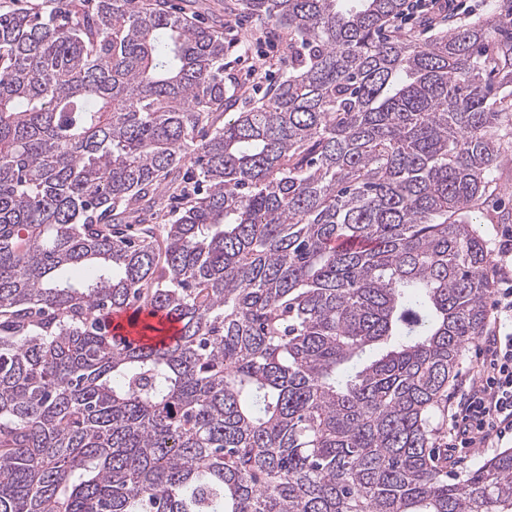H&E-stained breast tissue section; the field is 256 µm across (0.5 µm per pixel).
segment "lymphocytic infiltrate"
Here are the masks:
<instances>
[{"instance_id": "lymphocytic-infiltrate-1", "label": "lymphocytic infiltrate", "mask_w": 512, "mask_h": 512, "mask_svg": "<svg viewBox=\"0 0 512 512\" xmlns=\"http://www.w3.org/2000/svg\"><path fill=\"white\" fill-rule=\"evenodd\" d=\"M497 274L495 331L481 336L469 384L450 409L448 446L457 451L498 448L512 439V274L503 266Z\"/></svg>"}]
</instances>
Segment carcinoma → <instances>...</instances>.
<instances>
[{"instance_id":"carcinoma-1","label":"carcinoma","mask_w":512,"mask_h":512,"mask_svg":"<svg viewBox=\"0 0 512 512\" xmlns=\"http://www.w3.org/2000/svg\"><path fill=\"white\" fill-rule=\"evenodd\" d=\"M487 2L421 40L238 0L288 51L257 101L169 0L0 12V512H512V448L448 476L512 135ZM132 315L131 312H120L112 315V335L117 336V339H126L131 343H141L145 341L142 338V334L137 328H131L129 326V318Z\"/></svg>"}]
</instances>
